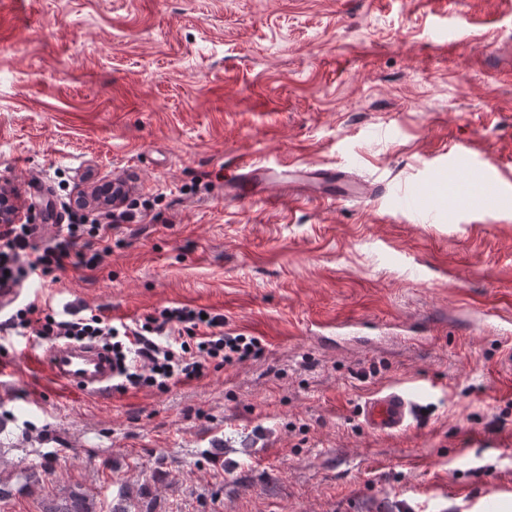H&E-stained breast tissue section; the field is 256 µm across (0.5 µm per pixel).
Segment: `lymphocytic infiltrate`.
Listing matches in <instances>:
<instances>
[{"instance_id": "f902f5d3", "label": "lymphocytic infiltrate", "mask_w": 512, "mask_h": 512, "mask_svg": "<svg viewBox=\"0 0 512 512\" xmlns=\"http://www.w3.org/2000/svg\"><path fill=\"white\" fill-rule=\"evenodd\" d=\"M109 200L107 223L61 224L48 245L37 244L31 224H8L0 230V288L14 283V268H27L35 278L68 268H94L102 257L113 224L124 218L130 199L126 180L97 188ZM10 339L34 335L41 340L79 342L106 338L112 342V365L117 370L116 389L127 386L168 390L171 385L199 378L208 362L230 364L264 354L260 339L232 335L224 330L222 315H201L188 307H167L149 314L136 325L113 323L105 315L59 319L35 303L18 309L6 325Z\"/></svg>"}]
</instances>
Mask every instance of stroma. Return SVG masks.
Listing matches in <instances>:
<instances>
[{
	"label": "stroma",
	"instance_id": "35a3bbf8",
	"mask_svg": "<svg viewBox=\"0 0 512 512\" xmlns=\"http://www.w3.org/2000/svg\"><path fill=\"white\" fill-rule=\"evenodd\" d=\"M250 159L375 193L225 198ZM119 178L102 265L20 304L203 308L265 353L99 398L0 344V512H512V0H0V185L65 224ZM345 319L391 332L323 344ZM395 388L417 417L372 434ZM415 401L404 390L380 391L360 408L363 424L376 434H394L407 427L414 416Z\"/></svg>",
	"mask_w": 512,
	"mask_h": 512
}]
</instances>
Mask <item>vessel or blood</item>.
<instances>
[{"instance_id":"b4317fda","label":"vessel or blood","mask_w":512,"mask_h":512,"mask_svg":"<svg viewBox=\"0 0 512 512\" xmlns=\"http://www.w3.org/2000/svg\"><path fill=\"white\" fill-rule=\"evenodd\" d=\"M255 187L264 191L273 187L283 195H314L333 201L358 200L372 195L370 188L351 182L339 167L288 165L275 170L257 161H245L224 176L225 197L241 200ZM38 363L53 378L69 384L72 389L101 396L112 391V360L96 347L56 343L43 351ZM414 409L412 395L394 389L368 397L360 408V416L371 432L394 434L410 424Z\"/></svg>"}]
</instances>
